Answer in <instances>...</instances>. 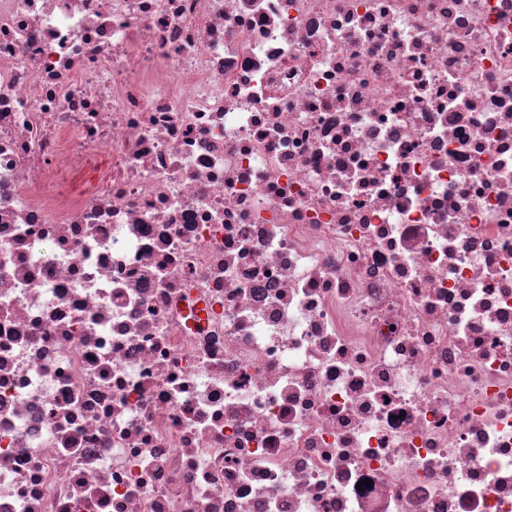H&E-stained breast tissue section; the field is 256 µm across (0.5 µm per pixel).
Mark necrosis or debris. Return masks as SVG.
Wrapping results in <instances>:
<instances>
[{
  "label": "necrosis or debris",
  "mask_w": 512,
  "mask_h": 512,
  "mask_svg": "<svg viewBox=\"0 0 512 512\" xmlns=\"http://www.w3.org/2000/svg\"><path fill=\"white\" fill-rule=\"evenodd\" d=\"M0 512H512V0H0Z\"/></svg>",
  "instance_id": "4bbe7bcc"
}]
</instances>
